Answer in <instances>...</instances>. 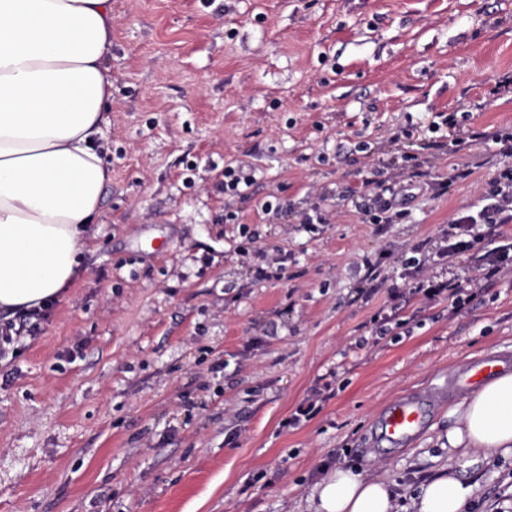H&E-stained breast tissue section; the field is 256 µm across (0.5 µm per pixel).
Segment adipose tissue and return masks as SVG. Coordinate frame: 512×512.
<instances>
[{
    "instance_id": "1",
    "label": "adipose tissue",
    "mask_w": 512,
    "mask_h": 512,
    "mask_svg": "<svg viewBox=\"0 0 512 512\" xmlns=\"http://www.w3.org/2000/svg\"><path fill=\"white\" fill-rule=\"evenodd\" d=\"M112 0H0V314L43 310L80 272L111 175L97 137L110 118ZM448 445L512 456V372L449 412ZM478 483L441 470L414 512H465ZM385 478L338 467L310 489L314 512H394Z\"/></svg>"
}]
</instances>
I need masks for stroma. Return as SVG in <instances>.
I'll list each match as a JSON object with an SVG mask.
<instances>
[{
	"instance_id": "obj_1",
	"label": "stroma",
	"mask_w": 512,
	"mask_h": 512,
	"mask_svg": "<svg viewBox=\"0 0 512 512\" xmlns=\"http://www.w3.org/2000/svg\"><path fill=\"white\" fill-rule=\"evenodd\" d=\"M106 65L111 180L83 273L0 359V512H306L339 466L393 482L399 512L445 467L479 482L466 512H512V456L446 437L453 379L512 360V266L458 310L404 302L393 257L477 275L436 252L512 156L424 128L458 112L512 134V94L491 93L512 0H112ZM409 155L443 176L493 163L369 223V177L399 180ZM238 164L253 182L229 197ZM430 393L423 429L380 441L387 406Z\"/></svg>"
}]
</instances>
